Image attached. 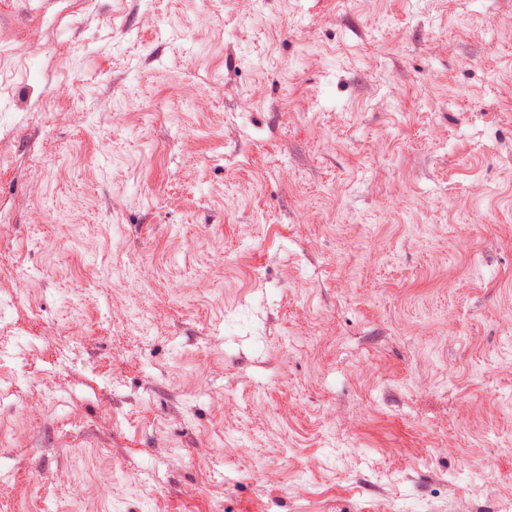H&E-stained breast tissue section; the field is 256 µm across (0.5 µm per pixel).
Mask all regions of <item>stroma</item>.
<instances>
[{
	"instance_id": "35a3bbf8",
	"label": "stroma",
	"mask_w": 512,
	"mask_h": 512,
	"mask_svg": "<svg viewBox=\"0 0 512 512\" xmlns=\"http://www.w3.org/2000/svg\"><path fill=\"white\" fill-rule=\"evenodd\" d=\"M0 512H504L512 0H0Z\"/></svg>"
}]
</instances>
